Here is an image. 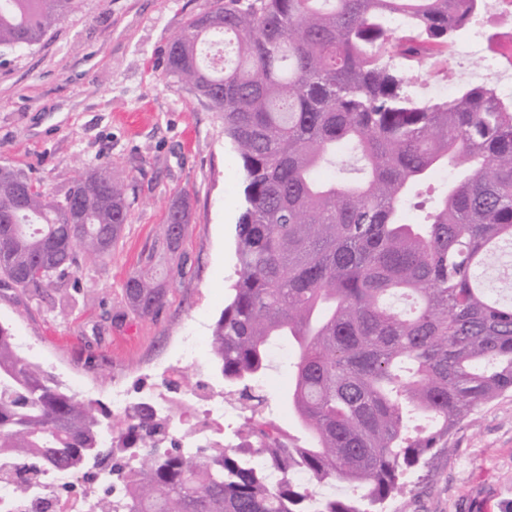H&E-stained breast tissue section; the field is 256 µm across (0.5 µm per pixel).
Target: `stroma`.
Wrapping results in <instances>:
<instances>
[{
  "label": "stroma",
  "instance_id": "stroma-1",
  "mask_svg": "<svg viewBox=\"0 0 512 512\" xmlns=\"http://www.w3.org/2000/svg\"><path fill=\"white\" fill-rule=\"evenodd\" d=\"M208 0H80L33 49L0 58V164L64 194L83 166L129 186L134 203L110 257L83 264L40 296L0 286V322L35 344L30 361L69 391L161 386L195 318L213 327L236 272L243 175L218 115L165 73V50ZM187 197L178 250L152 254L169 208ZM166 274L167 302L135 315L124 284L145 263ZM292 371L261 380L266 414L286 430ZM512 501V393L480 406L410 475L387 512H501Z\"/></svg>",
  "mask_w": 512,
  "mask_h": 512
}]
</instances>
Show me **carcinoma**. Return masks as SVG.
<instances>
[{"label":"carcinoma","mask_w":512,"mask_h":512,"mask_svg":"<svg viewBox=\"0 0 512 512\" xmlns=\"http://www.w3.org/2000/svg\"><path fill=\"white\" fill-rule=\"evenodd\" d=\"M80 0H0V56L40 43ZM480 0H209L169 42L166 75L224 119L243 173L236 278L211 334L213 372L243 422L224 448H185L141 404L112 434L94 400L62 388L15 350L0 322V455L27 484L47 465L127 478L131 496L98 512H383L405 478L475 410L512 392V299L488 264L512 255V99L463 84L447 99L407 91L470 30ZM222 36L236 60L204 64ZM346 144L367 178L319 176ZM433 208L409 219L412 187L448 165ZM128 186L78 172L59 197L0 165V282L40 294L85 258L112 254L128 223ZM189 202L159 241L178 249ZM147 317L167 288L150 271L125 283ZM396 296L411 302L394 309ZM297 349L289 408L301 436L262 411L253 383L270 347ZM270 471L283 478L268 484ZM346 482L359 496L321 495Z\"/></svg>","instance_id":"carcinoma-1"}]
</instances>
